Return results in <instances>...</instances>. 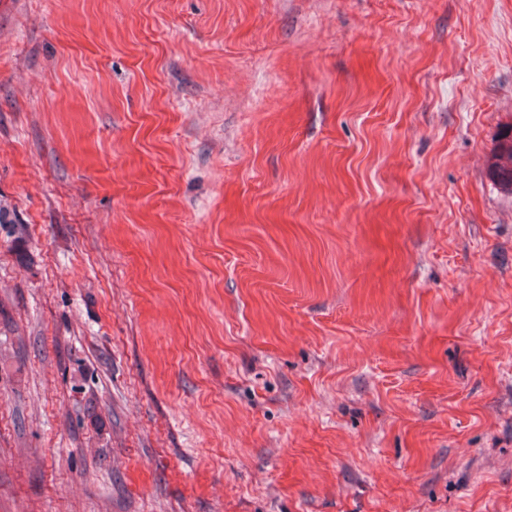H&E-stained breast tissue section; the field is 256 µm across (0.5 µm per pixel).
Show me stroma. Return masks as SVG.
<instances>
[{
	"mask_svg": "<svg viewBox=\"0 0 512 512\" xmlns=\"http://www.w3.org/2000/svg\"><path fill=\"white\" fill-rule=\"evenodd\" d=\"M512 0H0V512H512ZM491 176L512 193V126L502 133L498 152L491 165Z\"/></svg>",
	"mask_w": 512,
	"mask_h": 512,
	"instance_id": "35a3bbf8",
	"label": "stroma"
}]
</instances>
